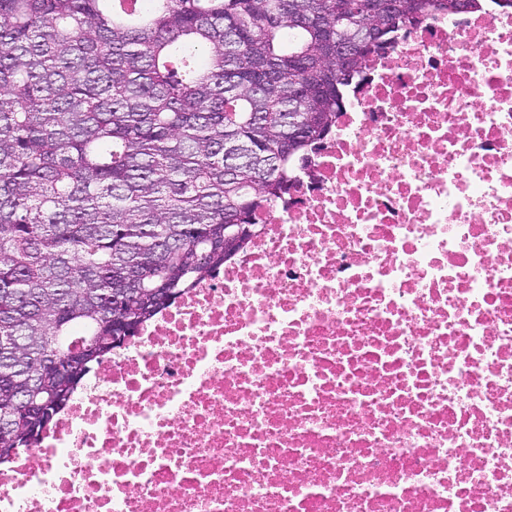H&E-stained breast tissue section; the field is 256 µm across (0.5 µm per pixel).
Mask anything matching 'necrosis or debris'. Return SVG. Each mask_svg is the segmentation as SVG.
Returning <instances> with one entry per match:
<instances>
[{
	"label": "necrosis or debris",
	"instance_id": "necrosis-or-debris-1",
	"mask_svg": "<svg viewBox=\"0 0 512 512\" xmlns=\"http://www.w3.org/2000/svg\"><path fill=\"white\" fill-rule=\"evenodd\" d=\"M257 221L0 512H512V10L397 33Z\"/></svg>",
	"mask_w": 512,
	"mask_h": 512
}]
</instances>
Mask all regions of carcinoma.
I'll return each instance as SVG.
<instances>
[{
	"instance_id": "obj_1",
	"label": "carcinoma",
	"mask_w": 512,
	"mask_h": 512,
	"mask_svg": "<svg viewBox=\"0 0 512 512\" xmlns=\"http://www.w3.org/2000/svg\"><path fill=\"white\" fill-rule=\"evenodd\" d=\"M347 71L336 40L378 18L358 0H0V417L16 395L70 402L130 336L224 266V225L288 192L344 91L391 37L461 0H389ZM312 94L296 97L293 88Z\"/></svg>"
}]
</instances>
